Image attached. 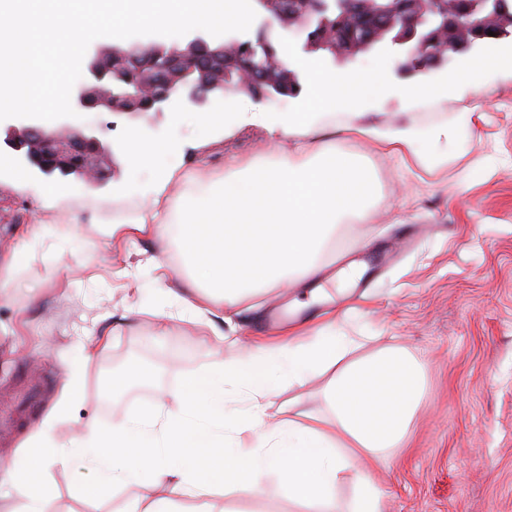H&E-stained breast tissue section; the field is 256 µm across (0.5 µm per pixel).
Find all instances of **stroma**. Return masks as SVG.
<instances>
[{
    "instance_id": "stroma-1",
    "label": "stroma",
    "mask_w": 512,
    "mask_h": 512,
    "mask_svg": "<svg viewBox=\"0 0 512 512\" xmlns=\"http://www.w3.org/2000/svg\"><path fill=\"white\" fill-rule=\"evenodd\" d=\"M496 53L502 66L477 73L446 96L411 95L436 76L404 78L388 56L367 54L345 70L382 75L385 88L359 104L367 126L414 125L424 131L425 154L448 162L428 171L346 131L349 110L325 117L337 148L360 154L373 178L365 208L337 225L322 252L323 290L315 308L335 312L336 329L358 337L359 359L387 347L410 351L425 367L412 447L391 450L374 469L385 492L383 512H512V48ZM205 108L182 113L84 114L113 148L115 170L99 185L74 176H47L14 160L0 165V460L15 457L54 406L59 438L87 424L120 425L146 412L177 407L183 384L202 377L235 353L222 337L182 314L174 293L186 261L166 234L126 241L113 225L139 213L138 196L122 191L124 144L130 132L159 138L178 129L184 142V180L171 211L201 185L221 180L227 163L275 161L266 128L206 126ZM63 189L60 205H46L45 184ZM42 221L45 237L27 241V224ZM161 261L164 278L152 265ZM360 263L352 284L339 271ZM297 278L287 288L259 294V313L241 319L270 336L309 290ZM111 330L106 350L93 335ZM146 377H138V370ZM81 397L62 407L66 384ZM322 380L270 397L272 409L329 415ZM56 489L49 512H126L152 495L148 484H119L93 497L98 477L88 468L48 467ZM259 496L216 494L214 512H303L278 479L260 476Z\"/></svg>"
}]
</instances>
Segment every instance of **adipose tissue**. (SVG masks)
Segmentation results:
<instances>
[{"instance_id": "adipose-tissue-1", "label": "adipose tissue", "mask_w": 512, "mask_h": 512, "mask_svg": "<svg viewBox=\"0 0 512 512\" xmlns=\"http://www.w3.org/2000/svg\"><path fill=\"white\" fill-rule=\"evenodd\" d=\"M296 67L308 83L297 111L274 116L242 94L231 115L236 127L261 125L271 136L295 137L293 153L273 164L230 163L221 182L202 186L178 217L170 215L168 195L182 177L177 131L153 140L133 133L125 145L126 188L145 205L136 219L113 225L112 232L143 238L172 231L189 263L176 300L195 323L216 334L225 326L238 329L225 306L277 288L292 275L313 276L338 221L359 212L373 191L371 173L355 155L330 142L311 151L303 143L334 107L375 95L378 76L327 72L308 61ZM352 132L400 158H418L430 170L448 162L442 155L421 154L423 134L412 125L356 126ZM304 330L291 323L280 338H254L245 358L215 363L201 379L188 381L177 411L150 417L148 428L92 425L63 442L55 435L54 418H47L33 445L13 464L0 466V488L21 501L20 512H48L55 488L41 479L43 469L91 466L100 488L146 481L155 489L156 498L136 501L130 512H171L168 492L204 499L219 489L248 496L268 473L306 512H334L336 485L352 462L378 463L388 449L407 447L424 367L396 349L351 362L347 356L357 342L337 333L335 324H324L312 336ZM323 375L329 378L325 394L332 418L268 413V398L282 388ZM232 376L250 392L249 417L225 409L224 384ZM245 433L256 436V446L242 447Z\"/></svg>"}]
</instances>
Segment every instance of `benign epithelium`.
I'll return each mask as SVG.
<instances>
[{
    "mask_svg": "<svg viewBox=\"0 0 512 512\" xmlns=\"http://www.w3.org/2000/svg\"><path fill=\"white\" fill-rule=\"evenodd\" d=\"M260 25L252 32L233 33L220 43L197 34L181 44L135 40L102 44L86 56L85 78L71 93L76 112L140 113L134 97L120 94L116 84L130 73L137 74L141 93L150 98L154 111L180 100L204 105L216 97L249 92L254 80L265 87V98L275 101L283 85L297 72L283 54L269 53L258 66L246 56L237 57L238 85L225 83L224 55L236 54L251 45L266 44L270 32L303 36L301 50L316 58L346 61L388 47L399 50L398 71L406 77L431 74L448 63L466 58L490 41L512 39V0H401L392 12L388 0H254ZM392 13L393 32L344 44L336 39L338 18L362 21ZM493 35H488V32ZM148 46L156 64L145 69L137 52ZM211 48L217 66L198 63V48ZM0 145L21 156L45 175L60 170L73 173L86 183H96L112 164V145L73 118L65 117L51 129L39 120L25 124H0Z\"/></svg>",
    "mask_w": 512,
    "mask_h": 512,
    "instance_id": "obj_1",
    "label": "benign epithelium"
}]
</instances>
